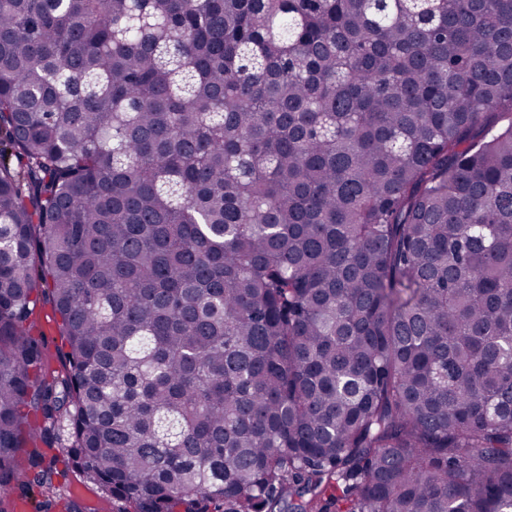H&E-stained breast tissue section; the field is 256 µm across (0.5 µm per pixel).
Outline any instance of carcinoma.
Returning <instances> with one entry per match:
<instances>
[{
	"label": "carcinoma",
	"instance_id": "cac0c4a2",
	"mask_svg": "<svg viewBox=\"0 0 512 512\" xmlns=\"http://www.w3.org/2000/svg\"><path fill=\"white\" fill-rule=\"evenodd\" d=\"M0 144V496L512 512V0H0ZM29 332L35 338L46 360L49 375L59 377L65 373L64 353L68 351L61 337V321L48 297H40L30 319ZM52 439L51 448L39 444L45 452L40 482L28 476L29 489L16 487L10 495L0 499V512H132L128 503L112 498L102 486L88 481L70 463L64 448H70L73 439L67 420H40ZM18 503L26 511H17Z\"/></svg>",
	"mask_w": 512,
	"mask_h": 512
}]
</instances>
